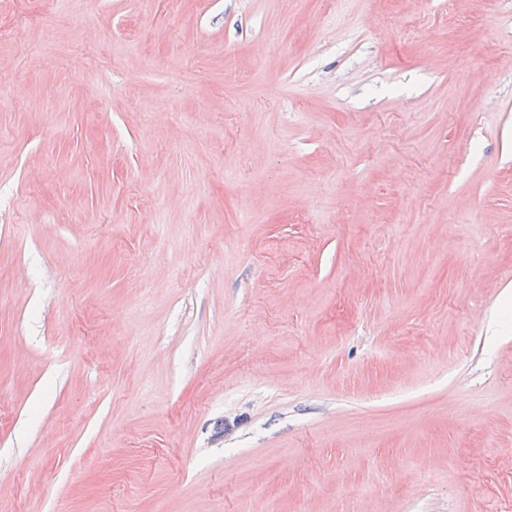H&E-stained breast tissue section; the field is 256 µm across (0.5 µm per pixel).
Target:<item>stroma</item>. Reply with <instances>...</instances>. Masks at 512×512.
Segmentation results:
<instances>
[{
  "instance_id": "35a3bbf8",
  "label": "stroma",
  "mask_w": 512,
  "mask_h": 512,
  "mask_svg": "<svg viewBox=\"0 0 512 512\" xmlns=\"http://www.w3.org/2000/svg\"><path fill=\"white\" fill-rule=\"evenodd\" d=\"M0 512H512V0H0Z\"/></svg>"
}]
</instances>
